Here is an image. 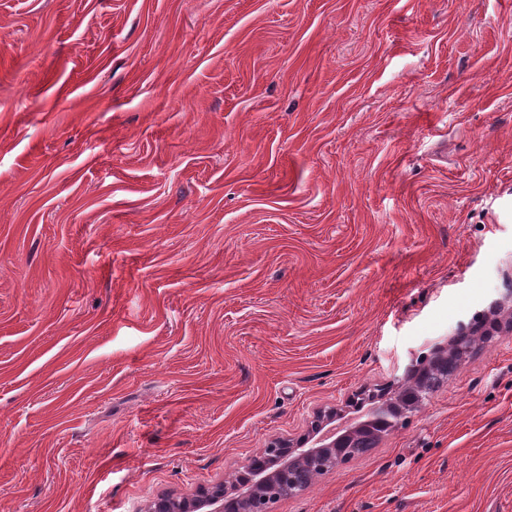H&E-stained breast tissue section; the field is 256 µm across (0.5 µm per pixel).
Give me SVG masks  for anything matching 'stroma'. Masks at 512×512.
<instances>
[{
  "label": "stroma",
  "mask_w": 512,
  "mask_h": 512,
  "mask_svg": "<svg viewBox=\"0 0 512 512\" xmlns=\"http://www.w3.org/2000/svg\"><path fill=\"white\" fill-rule=\"evenodd\" d=\"M512 0H0V512H146L460 367L272 512H512Z\"/></svg>",
  "instance_id": "stroma-1"
}]
</instances>
